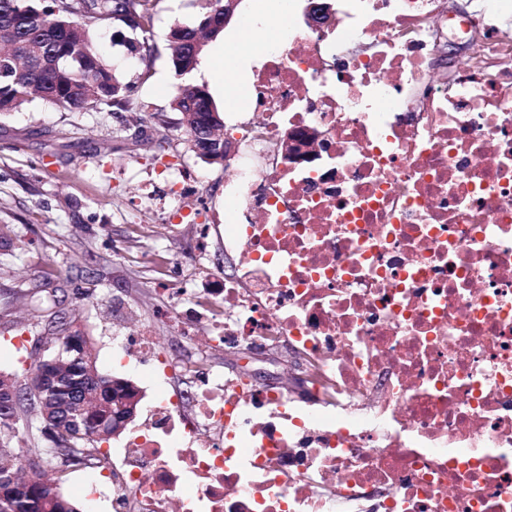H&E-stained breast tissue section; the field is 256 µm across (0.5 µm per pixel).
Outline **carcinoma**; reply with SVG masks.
<instances>
[{"label":"carcinoma","instance_id":"1","mask_svg":"<svg viewBox=\"0 0 512 512\" xmlns=\"http://www.w3.org/2000/svg\"><path fill=\"white\" fill-rule=\"evenodd\" d=\"M159 0H0V114L19 112L40 100L58 112H80L105 105L114 111L145 112L148 106L127 107L130 86L114 73L111 63L77 21L94 22L112 18L123 22L141 39L129 42L132 50L149 52V35L154 8ZM195 27L176 25L171 29L170 66L178 77L190 74L203 48ZM170 111L182 115L187 142L198 132L212 130L219 141L211 143L205 156H224L223 124L211 108L204 87L181 83ZM34 311L62 303L58 289L21 294ZM60 333L44 331L39 324L28 329L36 344L57 349L67 337L71 322L55 312ZM83 357L50 369L61 375L77 396L70 397L54 384L46 386L39 399L22 394V380L35 366L15 373H0V404L15 400V421L0 418V477L53 481L41 493L28 494L3 488L0 512H77L75 505L55 487L67 473L100 462L101 444L113 434L114 394L108 377L96 366L90 337H82ZM93 405L109 419L103 429L94 425L79 429L71 424L83 405Z\"/></svg>","mask_w":512,"mask_h":512}]
</instances>
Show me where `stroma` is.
Returning a JSON list of instances; mask_svg holds the SVG:
<instances>
[{"mask_svg": "<svg viewBox=\"0 0 512 512\" xmlns=\"http://www.w3.org/2000/svg\"><path fill=\"white\" fill-rule=\"evenodd\" d=\"M254 0H240L230 23L209 40L188 83L205 87L224 125L238 140L236 126L247 104L231 107L224 74L204 78L218 49L234 50ZM204 0H160L152 21L153 59L143 66L125 45L131 30L109 19L89 23L92 42L131 84V96L148 112H112L94 106L58 112L41 101L0 117V333L19 332L31 315L7 293L51 283L64 291V307L89 336L99 372L130 379L149 401L155 390L184 397L194 388L181 364L202 360L212 371L246 370L259 381L279 382L292 363L287 348L267 358L244 359L190 342L175 318L180 288H207L233 274L236 254L224 250V182L230 172L191 152L178 113L169 109L178 79L169 62L168 34L174 25H196ZM167 113L168 128H153L152 112ZM200 180V191L185 196L186 207H206L212 225H199L176 210H160L158 199L171 181ZM149 333L174 367L158 383L144 369L120 365L116 336Z\"/></svg>", "mask_w": 512, "mask_h": 512, "instance_id": "1", "label": "stroma"}]
</instances>
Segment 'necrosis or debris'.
Masks as SVG:
<instances>
[{
  "mask_svg": "<svg viewBox=\"0 0 512 512\" xmlns=\"http://www.w3.org/2000/svg\"><path fill=\"white\" fill-rule=\"evenodd\" d=\"M512 0H336L254 74L224 184V349L288 344L308 396L203 373L81 482L113 512H512ZM469 42L470 72L440 63Z\"/></svg>",
  "mask_w": 512,
  "mask_h": 512,
  "instance_id": "4bbe7bcc",
  "label": "necrosis or debris"
}]
</instances>
